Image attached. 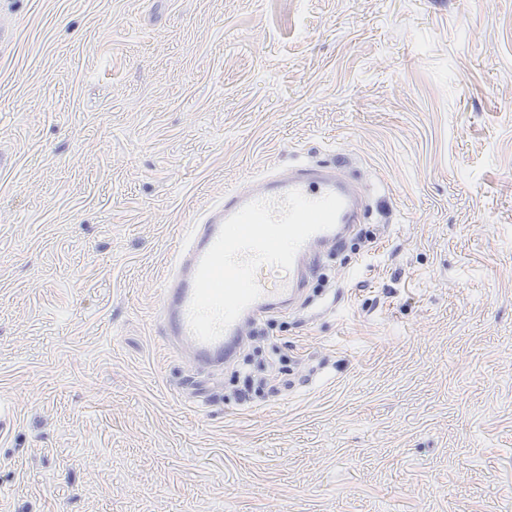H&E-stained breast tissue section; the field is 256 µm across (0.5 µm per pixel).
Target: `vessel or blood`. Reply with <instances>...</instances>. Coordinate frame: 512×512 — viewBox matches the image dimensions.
I'll return each instance as SVG.
<instances>
[{
  "mask_svg": "<svg viewBox=\"0 0 512 512\" xmlns=\"http://www.w3.org/2000/svg\"><path fill=\"white\" fill-rule=\"evenodd\" d=\"M293 190L311 199L328 193L339 196L344 206L335 226L309 237L298 250L287 278L282 280L279 287L263 289L261 296L244 309L217 339L211 342L197 340L189 324L194 277L202 257L217 240L224 221L249 202L277 201ZM361 218V203L356 187L335 167L302 165L286 174L258 177L245 188L226 192L222 203L207 209L193 224L185 243L177 251L173 274L162 284L158 310L162 336L192 367L221 370L235 349L243 323L287 311L312 272L311 257L324 246L340 244Z\"/></svg>",
  "mask_w": 512,
  "mask_h": 512,
  "instance_id": "b4317fda",
  "label": "vessel or blood"
}]
</instances>
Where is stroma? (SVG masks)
<instances>
[{"label":"stroma","mask_w":512,"mask_h":512,"mask_svg":"<svg viewBox=\"0 0 512 512\" xmlns=\"http://www.w3.org/2000/svg\"><path fill=\"white\" fill-rule=\"evenodd\" d=\"M0 512H512V0H0ZM368 195L222 374L159 288L224 192Z\"/></svg>","instance_id":"stroma-1"}]
</instances>
